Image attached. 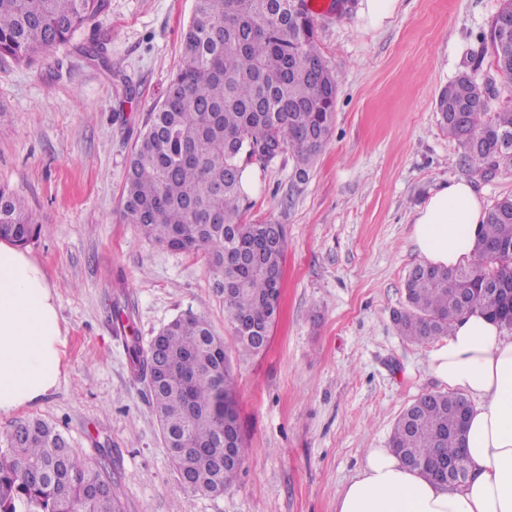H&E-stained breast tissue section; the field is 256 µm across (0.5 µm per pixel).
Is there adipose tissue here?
<instances>
[{"instance_id":"ef3b65f1","label":"adipose tissue","mask_w":512,"mask_h":512,"mask_svg":"<svg viewBox=\"0 0 512 512\" xmlns=\"http://www.w3.org/2000/svg\"><path fill=\"white\" fill-rule=\"evenodd\" d=\"M483 201L460 180L421 207L412 239L428 264L471 262ZM63 327L54 288L20 247L0 241V414L32 405L62 374ZM442 385L473 398L466 424L472 477L450 491L404 466L386 448L367 449L340 492L336 512H512V336L481 309L464 314L430 354Z\"/></svg>"}]
</instances>
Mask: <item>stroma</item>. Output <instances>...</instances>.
Masks as SVG:
<instances>
[{"mask_svg": "<svg viewBox=\"0 0 512 512\" xmlns=\"http://www.w3.org/2000/svg\"><path fill=\"white\" fill-rule=\"evenodd\" d=\"M315 44L336 79L335 121L306 178L284 153L256 174L245 218L286 225L280 315L262 355L234 344L203 254L168 250L129 224L126 161L181 58L194 0H107L106 10L31 66L0 61V186L43 231L27 244L56 289L66 344L58 385L0 414V432L40 417L82 454L108 448L123 512H336L365 452L388 447L401 412L439 390L432 344L398 335L393 313L422 259L411 231L441 184L470 181L485 204L512 172L461 162L437 121L440 90L480 64L499 0H323ZM97 43L103 58L84 49ZM224 338L250 447L219 496L182 486L126 343L148 344L176 316Z\"/></svg>", "mask_w": 512, "mask_h": 512, "instance_id": "35a3bbf8", "label": "stroma"}]
</instances>
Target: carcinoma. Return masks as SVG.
I'll use <instances>...</instances> for the list:
<instances>
[{
  "label": "carcinoma",
  "instance_id": "1",
  "mask_svg": "<svg viewBox=\"0 0 512 512\" xmlns=\"http://www.w3.org/2000/svg\"><path fill=\"white\" fill-rule=\"evenodd\" d=\"M107 0H0V58L34 63L67 42L106 8ZM488 48L498 74L512 80V0H501ZM440 93V125L462 149L464 165L488 176L512 171V108L490 111L494 79L480 66ZM336 80L314 44L306 0H196L183 34L181 63L166 96L149 114L131 150L123 211L144 238L170 250L202 253L233 325L238 351L264 353L279 315L287 232L266 244L271 222L244 220L242 174L265 149L289 152L306 177L335 119ZM0 224L24 245L41 226L0 187ZM406 308L393 322L415 343L446 336L479 307L512 328V196L497 199L477 232L474 259L454 269L417 265L405 282ZM157 343L127 347L134 376L148 382L158 350L167 376L149 387L163 441L193 494L222 495L240 467L219 470L224 414L238 416L224 337L191 312L166 324ZM456 392L427 393L397 419L391 448L407 467L430 477L433 460H466ZM105 452L78 454L57 427L21 420L0 433V512H122Z\"/></svg>",
  "mask_w": 512,
  "mask_h": 512
}]
</instances>
